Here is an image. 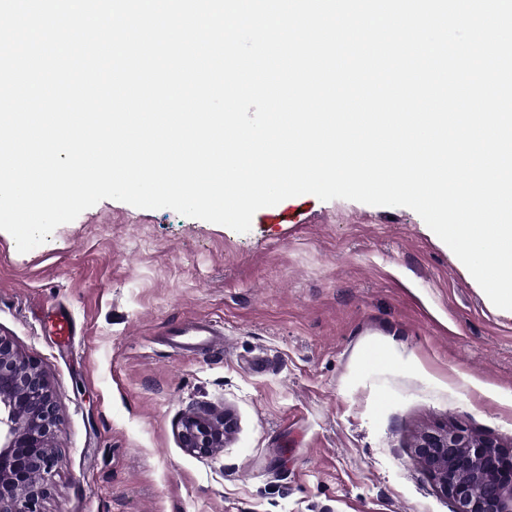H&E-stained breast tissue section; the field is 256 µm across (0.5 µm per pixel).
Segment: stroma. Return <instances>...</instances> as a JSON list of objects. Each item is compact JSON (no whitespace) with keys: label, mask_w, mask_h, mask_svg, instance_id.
Returning <instances> with one entry per match:
<instances>
[{"label":"stroma","mask_w":512,"mask_h":512,"mask_svg":"<svg viewBox=\"0 0 512 512\" xmlns=\"http://www.w3.org/2000/svg\"><path fill=\"white\" fill-rule=\"evenodd\" d=\"M282 205L245 233L112 199L26 253L0 231V332L62 414L46 512H451L417 435L512 444V311L409 208ZM202 317L223 348L177 351ZM210 406L235 429L189 453ZM178 433L182 448L197 455H209L223 448L224 438L233 431V419L208 411L185 415Z\"/></svg>","instance_id":"1"}]
</instances>
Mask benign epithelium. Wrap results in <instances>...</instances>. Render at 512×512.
I'll return each instance as SVG.
<instances>
[{
  "label": "benign epithelium",
  "mask_w": 512,
  "mask_h": 512,
  "mask_svg": "<svg viewBox=\"0 0 512 512\" xmlns=\"http://www.w3.org/2000/svg\"><path fill=\"white\" fill-rule=\"evenodd\" d=\"M60 408L42 367L0 333V512H45L47 477L58 464ZM233 419L185 415L181 447L209 455L224 447ZM414 454L453 512H512V448L460 427L423 432Z\"/></svg>",
  "instance_id": "7a95c632"
}]
</instances>
